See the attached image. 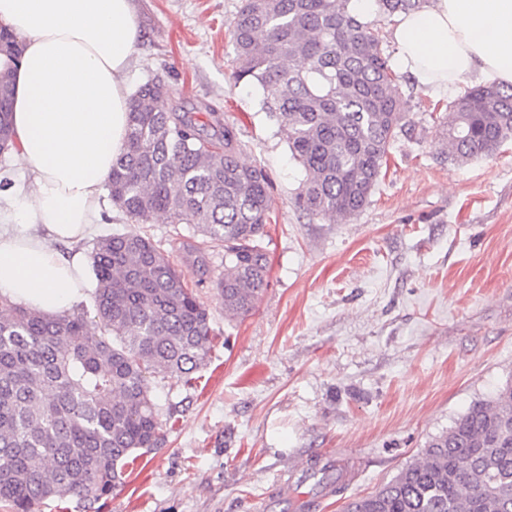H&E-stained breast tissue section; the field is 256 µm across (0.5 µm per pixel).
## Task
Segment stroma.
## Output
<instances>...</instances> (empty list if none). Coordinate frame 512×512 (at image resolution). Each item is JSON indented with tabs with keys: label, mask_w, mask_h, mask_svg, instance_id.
Wrapping results in <instances>:
<instances>
[{
	"label": "stroma",
	"mask_w": 512,
	"mask_h": 512,
	"mask_svg": "<svg viewBox=\"0 0 512 512\" xmlns=\"http://www.w3.org/2000/svg\"><path fill=\"white\" fill-rule=\"evenodd\" d=\"M141 32L128 73L162 77L173 101L234 126L241 159L272 182L269 286L228 320L212 282L224 247L192 224L133 225L101 198L80 249L116 231L149 236L208 311L213 347L191 384L151 376L162 424L122 486L95 512H316L389 482L470 405L512 379V141L464 163L442 143L449 102L409 76V136L390 148L369 204L344 221L293 204L298 169L285 135L236 83L228 25L241 0H134ZM200 250L205 272L193 264ZM339 477L283 484L299 463Z\"/></svg>",
	"instance_id": "35a3bbf8"
}]
</instances>
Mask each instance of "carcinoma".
Masks as SVG:
<instances>
[{
	"instance_id": "obj_1",
	"label": "carcinoma",
	"mask_w": 512,
	"mask_h": 512,
	"mask_svg": "<svg viewBox=\"0 0 512 512\" xmlns=\"http://www.w3.org/2000/svg\"><path fill=\"white\" fill-rule=\"evenodd\" d=\"M425 2L376 0L386 18ZM228 30L236 81L258 88L301 168L295 205L316 218L359 213L408 104L377 23L351 0H241ZM0 45V142L9 147L20 51L2 28ZM443 139L457 162L494 154L512 139V86L478 85L451 101ZM240 150L234 127L172 104L155 78L130 96L107 183L130 221L195 224L224 244L215 288L232 319L269 285V175L240 162ZM92 259L98 334L79 312L43 314L0 296V503L10 512H35L49 498L94 508L123 483L125 460L159 440L148 375L189 382L211 348L209 313L150 238L98 239ZM345 512H512V384L471 405Z\"/></svg>"
}]
</instances>
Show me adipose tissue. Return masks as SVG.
<instances>
[{"mask_svg": "<svg viewBox=\"0 0 512 512\" xmlns=\"http://www.w3.org/2000/svg\"><path fill=\"white\" fill-rule=\"evenodd\" d=\"M0 27L21 38L13 74L14 151L28 196L1 191L0 296L57 313L78 302L89 266L57 243L85 238L124 146L126 72L139 39L132 0H0ZM398 67L439 91L478 73L512 85V0H429L392 29Z\"/></svg>", "mask_w": 512, "mask_h": 512, "instance_id": "ef3b65f1", "label": "adipose tissue"}]
</instances>
